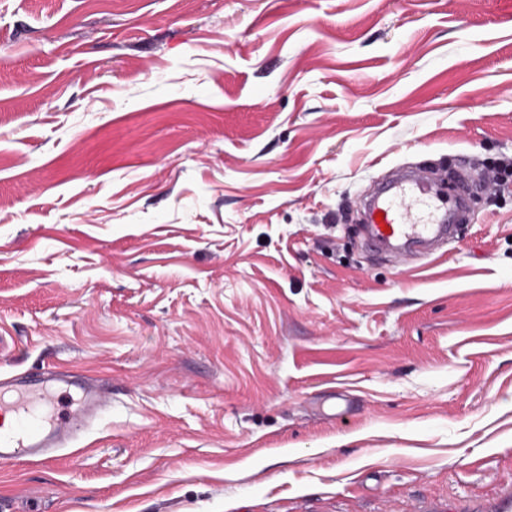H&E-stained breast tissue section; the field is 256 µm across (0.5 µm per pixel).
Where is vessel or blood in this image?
<instances>
[{"label":"vessel or blood","instance_id":"b4317fda","mask_svg":"<svg viewBox=\"0 0 512 512\" xmlns=\"http://www.w3.org/2000/svg\"><path fill=\"white\" fill-rule=\"evenodd\" d=\"M468 178L438 180L400 170L365 201L369 239L375 244L450 240L452 222L468 199ZM105 386L67 369L48 368L0 377V464H48L77 445L106 410Z\"/></svg>","mask_w":512,"mask_h":512}]
</instances>
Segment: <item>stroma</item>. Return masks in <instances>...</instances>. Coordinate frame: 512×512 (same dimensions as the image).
I'll list each match as a JSON object with an SVG mask.
<instances>
[{
	"label": "stroma",
	"mask_w": 512,
	"mask_h": 512,
	"mask_svg": "<svg viewBox=\"0 0 512 512\" xmlns=\"http://www.w3.org/2000/svg\"><path fill=\"white\" fill-rule=\"evenodd\" d=\"M508 160L512 0H0V375L112 390L0 504L496 512L512 182L436 259L358 201Z\"/></svg>",
	"instance_id": "35a3bbf8"
}]
</instances>
